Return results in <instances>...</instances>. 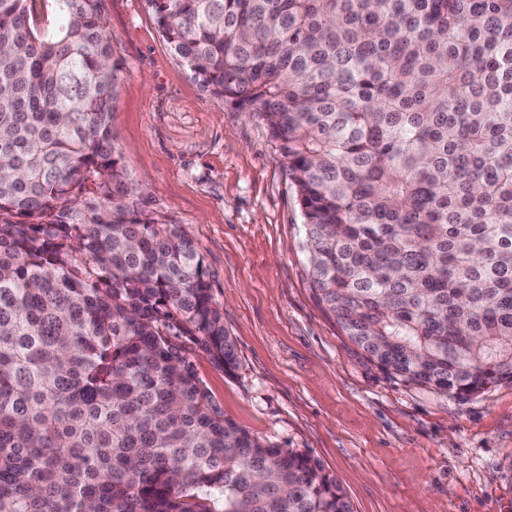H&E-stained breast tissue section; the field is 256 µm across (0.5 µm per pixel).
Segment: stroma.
<instances>
[{
    "label": "stroma",
    "instance_id": "1",
    "mask_svg": "<svg viewBox=\"0 0 512 512\" xmlns=\"http://www.w3.org/2000/svg\"><path fill=\"white\" fill-rule=\"evenodd\" d=\"M121 62L112 136L146 206L204 256L238 367L189 356L252 435L309 453L353 512H512V382L455 397L367 360L319 305L275 142L212 99L146 0H106Z\"/></svg>",
    "mask_w": 512,
    "mask_h": 512
}]
</instances>
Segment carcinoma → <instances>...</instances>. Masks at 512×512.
Returning <instances> with one entry per match:
<instances>
[{
	"label": "carcinoma",
	"mask_w": 512,
	"mask_h": 512,
	"mask_svg": "<svg viewBox=\"0 0 512 512\" xmlns=\"http://www.w3.org/2000/svg\"><path fill=\"white\" fill-rule=\"evenodd\" d=\"M277 143L319 304L382 370L512 381V0H146ZM106 0H0V512H351L224 416L204 258L112 138Z\"/></svg>",
	"instance_id": "1"
}]
</instances>
